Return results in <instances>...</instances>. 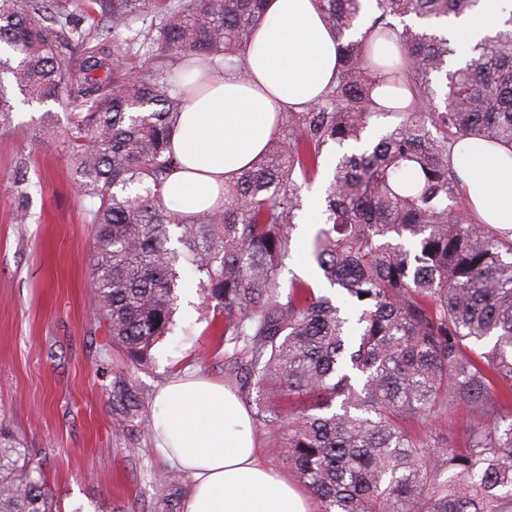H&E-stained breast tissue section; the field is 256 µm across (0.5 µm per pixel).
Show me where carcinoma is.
<instances>
[{
	"mask_svg": "<svg viewBox=\"0 0 512 512\" xmlns=\"http://www.w3.org/2000/svg\"><path fill=\"white\" fill-rule=\"evenodd\" d=\"M265 2L0 0V124L15 91L67 98L93 306L112 345L146 362L197 279L257 421L284 440L320 512H512V230L481 222L451 159L466 137L512 150V11L448 70L456 41L390 18L443 21L479 0H376L372 29L395 38L401 68L375 62L366 36L346 38L362 0H315L337 36L336 84L281 113L263 153L224 181V205L184 215L163 198L184 66L240 67ZM147 14L158 23L141 40L116 38ZM397 82L413 94L401 121L327 175L311 256L335 296L318 295L288 264L301 193L329 145L360 143L381 115L373 90ZM273 389L283 416L266 405ZM457 407L471 416L460 447ZM31 455L0 427V512H56Z\"/></svg>",
	"mask_w": 512,
	"mask_h": 512,
	"instance_id": "carcinoma-1",
	"label": "carcinoma"
}]
</instances>
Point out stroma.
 Here are the masks:
<instances>
[{
    "label": "stroma",
    "mask_w": 512,
    "mask_h": 512,
    "mask_svg": "<svg viewBox=\"0 0 512 512\" xmlns=\"http://www.w3.org/2000/svg\"><path fill=\"white\" fill-rule=\"evenodd\" d=\"M13 103L0 125V420L34 448L58 512H161L163 473L174 512H184L191 481L155 451L154 397L187 371L226 382L223 339L193 280L146 364L113 347L91 303L93 237L66 152L70 108ZM323 209L318 180L303 193L290 260L312 283L310 234Z\"/></svg>",
    "instance_id": "stroma-1"
}]
</instances>
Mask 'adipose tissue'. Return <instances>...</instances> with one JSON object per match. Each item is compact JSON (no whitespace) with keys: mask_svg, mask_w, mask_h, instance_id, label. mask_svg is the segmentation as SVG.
<instances>
[{"mask_svg":"<svg viewBox=\"0 0 512 512\" xmlns=\"http://www.w3.org/2000/svg\"><path fill=\"white\" fill-rule=\"evenodd\" d=\"M337 58L314 0H269L242 69L218 78L191 72L202 88L171 137L180 167L166 183V204L184 214L222 204L225 180L264 150L279 113L317 101ZM452 162L482 221L512 229V151L465 138ZM155 402L157 450L191 479L185 512H311L308 496L262 463L249 415L224 385L179 378Z\"/></svg>","mask_w":512,"mask_h":512,"instance_id":"adipose-tissue-1","label":"adipose tissue"}]
</instances>
